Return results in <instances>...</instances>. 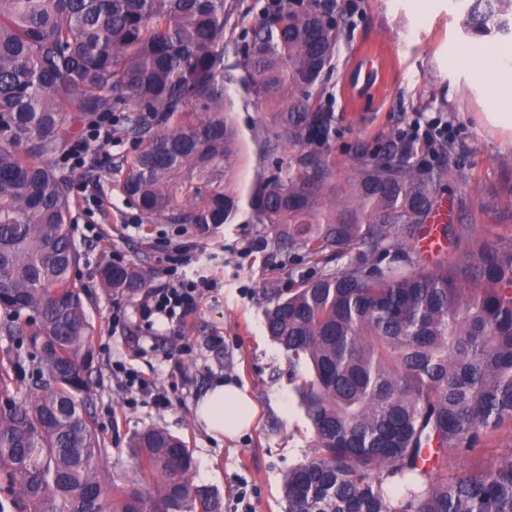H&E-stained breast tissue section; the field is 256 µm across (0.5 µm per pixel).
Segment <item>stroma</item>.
<instances>
[{
    "label": "stroma",
    "instance_id": "obj_1",
    "mask_svg": "<svg viewBox=\"0 0 512 512\" xmlns=\"http://www.w3.org/2000/svg\"><path fill=\"white\" fill-rule=\"evenodd\" d=\"M319 9L342 29L334 69L325 78L318 105L336 115V136L328 144L336 159V201L348 203L354 170L392 134L417 115L442 117L454 144L457 166L444 170L436 153L417 149L412 162L433 175L449 223L474 225L490 238L512 234V122L491 123L487 115L506 111L489 79L467 65L465 55H495L512 36L467 35L469 0H317ZM226 111L238 131V155L231 189L247 198L276 162H289L292 149L265 155L262 137L271 135L268 109L240 85H232ZM126 123L112 142L76 167L62 158L52 166L71 180L73 237L81 254L74 272L85 287L96 328L92 409L104 437L105 468L134 478L130 438L160 428L183 438L193 456L194 484L217 490L223 512H286L283 477L288 469L317 456L319 449L296 391L308 367H293L288 354L267 333L265 313L278 298L314 273L278 245L271 228L236 220L201 235L160 221L145 222L128 208L108 171L134 150ZM96 232H89V225ZM183 239L191 246L187 279H213L197 309L183 323L157 320L144 330L135 308L139 295L111 296L98 285L104 260L120 257L151 272L150 286L166 281L157 243ZM36 353L21 336L0 334V414L32 393ZM152 381L163 402L131 392L124 369ZM247 389L258 416L236 440L215 439L194 418L197 400L216 381Z\"/></svg>",
    "mask_w": 512,
    "mask_h": 512
}]
</instances>
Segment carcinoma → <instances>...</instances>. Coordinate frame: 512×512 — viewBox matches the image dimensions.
Wrapping results in <instances>:
<instances>
[{
	"label": "carcinoma",
	"mask_w": 512,
	"mask_h": 512,
	"mask_svg": "<svg viewBox=\"0 0 512 512\" xmlns=\"http://www.w3.org/2000/svg\"><path fill=\"white\" fill-rule=\"evenodd\" d=\"M237 12L238 0H0V331L19 332L29 313L40 353L37 392L0 420V493L19 512H223L220 494L190 482L185 441L161 429L130 440L136 478L102 465L73 201L49 161L118 113L138 142L119 190L148 222L202 235L243 213L317 264L358 251L266 313L269 336L312 371L300 399L319 457L285 475L288 512H512V447L482 454L512 428V236L450 224L463 257L412 262L398 234L423 223L436 189L398 136L336 206V161L319 151L336 116L316 97L341 28L312 0L266 5L233 65L272 107L266 152L297 151L242 210L226 190L238 137L223 114L224 23ZM468 31L512 35V0H472ZM98 280L109 294L148 283L123 261ZM450 452L478 463L450 476Z\"/></svg>",
	"instance_id": "cac0c4a2"
}]
</instances>
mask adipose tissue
Returning a JSON list of instances; mask_svg holds the SVG:
<instances>
[{
	"label": "adipose tissue",
	"instance_id": "1",
	"mask_svg": "<svg viewBox=\"0 0 512 512\" xmlns=\"http://www.w3.org/2000/svg\"><path fill=\"white\" fill-rule=\"evenodd\" d=\"M194 416L207 433L233 438L251 429L256 412L246 392L219 382L198 400Z\"/></svg>",
	"mask_w": 512,
	"mask_h": 512
}]
</instances>
